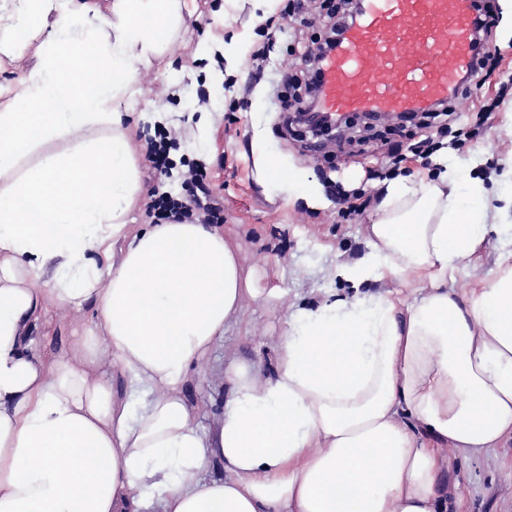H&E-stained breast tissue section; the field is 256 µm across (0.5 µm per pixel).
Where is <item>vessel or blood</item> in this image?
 Here are the masks:
<instances>
[{
  "instance_id": "1",
  "label": "vessel or blood",
  "mask_w": 512,
  "mask_h": 512,
  "mask_svg": "<svg viewBox=\"0 0 512 512\" xmlns=\"http://www.w3.org/2000/svg\"><path fill=\"white\" fill-rule=\"evenodd\" d=\"M324 64L319 108L419 112L447 100L473 52L471 0H363Z\"/></svg>"
}]
</instances>
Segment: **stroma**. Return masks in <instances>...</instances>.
<instances>
[{
    "label": "stroma",
    "instance_id": "35a3bbf8",
    "mask_svg": "<svg viewBox=\"0 0 512 512\" xmlns=\"http://www.w3.org/2000/svg\"><path fill=\"white\" fill-rule=\"evenodd\" d=\"M223 0H195L185 16L184 33L172 51L141 79L142 93L133 105L140 118L136 132L154 136L152 117L157 112L179 114L184 132L170 157L176 165L200 163L209 187L224 198V237L240 256L244 272L257 273L264 287L282 290L280 302L245 303V325H230L203 363L199 384L187 397L208 427L221 410L224 363L233 359L253 369H270L272 338L282 332L292 306L323 300L338 289V282L323 271L341 260L360 258L368 249L366 226L371 212L356 220H343L337 192L349 196H377L376 173L385 165L384 152L392 144L424 138L426 129L411 126L386 131L383 138L353 134L342 151L315 160L303 146L310 135L297 125L283 127L276 102L279 71L305 76L303 54L322 35L327 11L313 0L295 11L293 0H240L233 32L251 30L245 57L231 81H224L222 56L206 57L199 51L210 31L219 27ZM295 11L292 22L284 14ZM492 73L478 97L462 101L451 124V139L458 149L448 150L449 163L468 169L473 158L492 171L512 152V134L505 114L512 110V16L503 0H494ZM273 38L265 77L252 83L254 53ZM268 154L301 168L316 183L321 197L315 206L288 196V186L258 174L255 160ZM498 236L490 234L479 256L459 265L448 276L449 287L466 291L495 268ZM88 312L72 311L45 325L38 346L51 354H66L83 334ZM452 480L464 489V512H512V441L478 457H455Z\"/></svg>",
    "mask_w": 512,
    "mask_h": 512
}]
</instances>
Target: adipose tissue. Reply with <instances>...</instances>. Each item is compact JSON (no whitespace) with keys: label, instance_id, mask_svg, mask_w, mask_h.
Returning <instances> with one entry per match:
<instances>
[{"label":"adipose tissue","instance_id":"adipose-tissue-1","mask_svg":"<svg viewBox=\"0 0 512 512\" xmlns=\"http://www.w3.org/2000/svg\"><path fill=\"white\" fill-rule=\"evenodd\" d=\"M188 5L34 0L0 34V55L36 57L0 86V512H447L451 453L512 440V232L490 276L448 286L512 188L490 199L443 158L385 180L368 252L328 271L352 295L291 310L271 373L229 361L200 427L194 369L246 300L281 291L244 274L222 225L127 222L144 194L130 104ZM256 167L318 200L301 170ZM83 310L68 357L42 355L41 317Z\"/></svg>","mask_w":512,"mask_h":512}]
</instances>
